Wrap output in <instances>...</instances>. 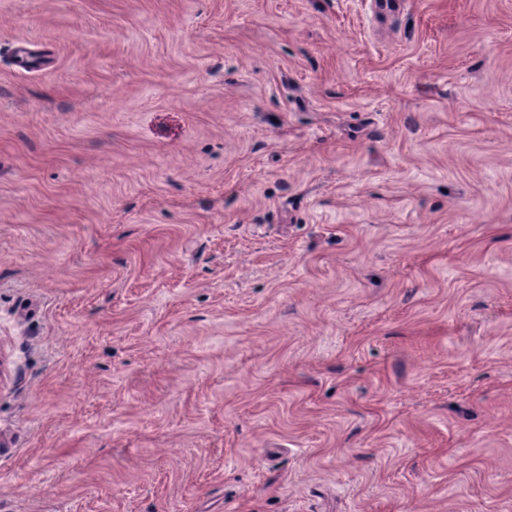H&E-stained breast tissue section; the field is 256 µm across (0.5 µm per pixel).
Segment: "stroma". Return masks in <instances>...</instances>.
Returning a JSON list of instances; mask_svg holds the SVG:
<instances>
[{
    "label": "stroma",
    "instance_id": "35a3bbf8",
    "mask_svg": "<svg viewBox=\"0 0 512 512\" xmlns=\"http://www.w3.org/2000/svg\"><path fill=\"white\" fill-rule=\"evenodd\" d=\"M0 512H512V0H0Z\"/></svg>",
    "mask_w": 512,
    "mask_h": 512
}]
</instances>
